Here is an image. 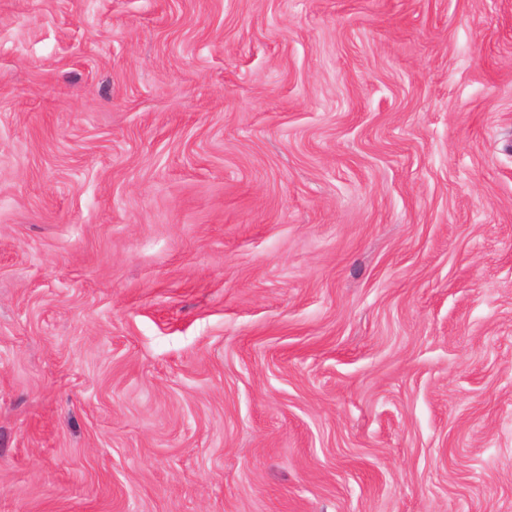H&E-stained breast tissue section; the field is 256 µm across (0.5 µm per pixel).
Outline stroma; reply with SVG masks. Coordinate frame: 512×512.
Returning <instances> with one entry per match:
<instances>
[{
  "label": "stroma",
  "mask_w": 512,
  "mask_h": 512,
  "mask_svg": "<svg viewBox=\"0 0 512 512\" xmlns=\"http://www.w3.org/2000/svg\"><path fill=\"white\" fill-rule=\"evenodd\" d=\"M0 512H512V0H0Z\"/></svg>",
  "instance_id": "stroma-1"
}]
</instances>
